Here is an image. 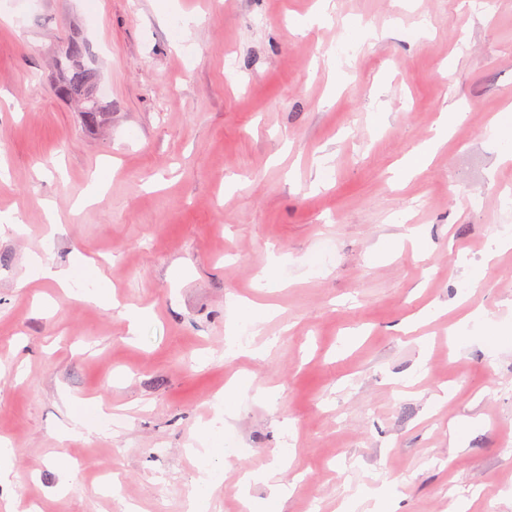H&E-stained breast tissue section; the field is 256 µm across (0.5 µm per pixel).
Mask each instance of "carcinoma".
I'll list each match as a JSON object with an SVG mask.
<instances>
[{"mask_svg": "<svg viewBox=\"0 0 512 512\" xmlns=\"http://www.w3.org/2000/svg\"><path fill=\"white\" fill-rule=\"evenodd\" d=\"M93 57L90 45L74 38L58 61L56 91L60 97L79 105V116L86 127L99 125L107 115V106L92 93L97 87L96 71L89 65Z\"/></svg>", "mask_w": 512, "mask_h": 512, "instance_id": "obj_1", "label": "carcinoma"}]
</instances>
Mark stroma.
Wrapping results in <instances>:
<instances>
[{"instance_id":"stroma-1","label":"stroma","mask_w":512,"mask_h":512,"mask_svg":"<svg viewBox=\"0 0 512 512\" xmlns=\"http://www.w3.org/2000/svg\"><path fill=\"white\" fill-rule=\"evenodd\" d=\"M330 8L0 0V214L25 227L0 228V502L184 512L207 464L210 512H239V475L284 448L283 512H374L372 481L395 512H512V0ZM75 36L107 91L93 129L55 89ZM36 255L94 261L114 305L25 282ZM254 307L253 356L225 357ZM77 399L111 422L68 436ZM219 419L239 450L202 460Z\"/></svg>"}]
</instances>
